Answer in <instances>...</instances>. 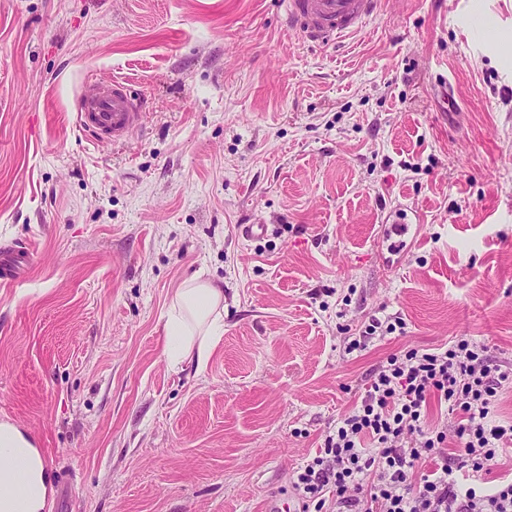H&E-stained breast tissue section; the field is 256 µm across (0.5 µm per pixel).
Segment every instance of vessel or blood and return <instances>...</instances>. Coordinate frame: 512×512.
I'll list each match as a JSON object with an SVG mask.
<instances>
[{
	"label": "vessel or blood",
	"instance_id": "1",
	"mask_svg": "<svg viewBox=\"0 0 512 512\" xmlns=\"http://www.w3.org/2000/svg\"><path fill=\"white\" fill-rule=\"evenodd\" d=\"M381 0H285V25L326 45L361 31ZM145 124L141 105L120 77L87 82L77 97L76 125L99 145H119Z\"/></svg>",
	"mask_w": 512,
	"mask_h": 512
}]
</instances>
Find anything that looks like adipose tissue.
Listing matches in <instances>:
<instances>
[{
  "instance_id": "ef3b65f1",
  "label": "adipose tissue",
  "mask_w": 512,
  "mask_h": 512,
  "mask_svg": "<svg viewBox=\"0 0 512 512\" xmlns=\"http://www.w3.org/2000/svg\"><path fill=\"white\" fill-rule=\"evenodd\" d=\"M224 334V290L194 276L174 290L165 323L164 353L171 365L205 367Z\"/></svg>"
}]
</instances>
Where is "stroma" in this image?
<instances>
[{"label":"stroma","mask_w":512,"mask_h":512,"mask_svg":"<svg viewBox=\"0 0 512 512\" xmlns=\"http://www.w3.org/2000/svg\"><path fill=\"white\" fill-rule=\"evenodd\" d=\"M282 20L0 0V261L31 255L0 287V419L74 473L72 512H302L294 471L390 355L464 336L512 367V0H382L326 46ZM92 74L147 114L119 146L76 128ZM198 274L224 288L202 370L163 353Z\"/></svg>","instance_id":"35a3bbf8"}]
</instances>
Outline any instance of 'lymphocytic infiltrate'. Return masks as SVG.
Returning a JSON list of instances; mask_svg holds the SVG:
<instances>
[{
    "label": "lymphocytic infiltrate",
    "instance_id": "f902f5d3",
    "mask_svg": "<svg viewBox=\"0 0 512 512\" xmlns=\"http://www.w3.org/2000/svg\"><path fill=\"white\" fill-rule=\"evenodd\" d=\"M508 384L512 369L464 336L390 355L293 485L316 512H512V478L486 485L512 453V420L489 417ZM433 398L454 415L452 430L428 422Z\"/></svg>",
    "mask_w": 512,
    "mask_h": 512
}]
</instances>
